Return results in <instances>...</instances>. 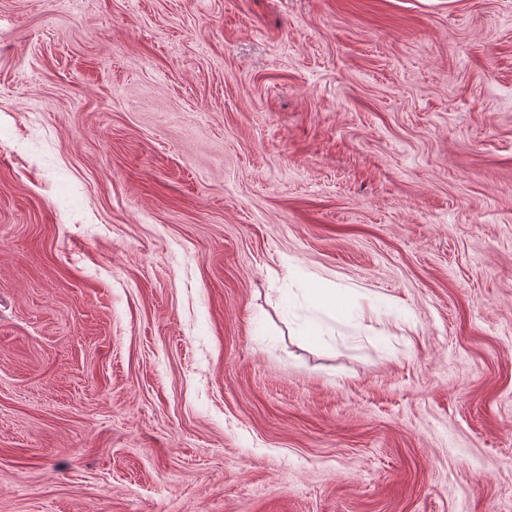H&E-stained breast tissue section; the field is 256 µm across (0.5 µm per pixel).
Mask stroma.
Instances as JSON below:
<instances>
[{
  "instance_id": "stroma-1",
  "label": "stroma",
  "mask_w": 512,
  "mask_h": 512,
  "mask_svg": "<svg viewBox=\"0 0 512 512\" xmlns=\"http://www.w3.org/2000/svg\"><path fill=\"white\" fill-rule=\"evenodd\" d=\"M0 512H512V0H0Z\"/></svg>"
}]
</instances>
